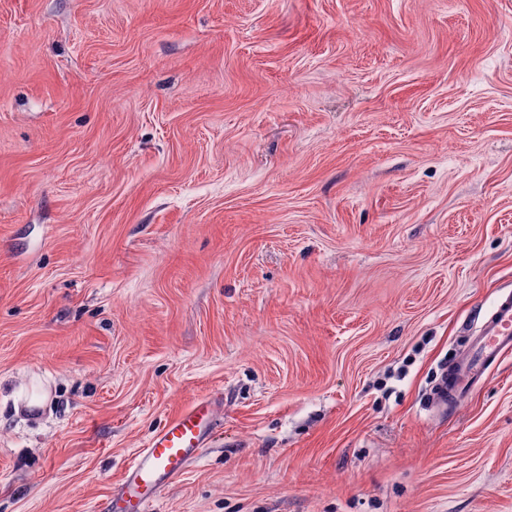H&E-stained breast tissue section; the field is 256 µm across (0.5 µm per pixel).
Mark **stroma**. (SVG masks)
I'll return each mask as SVG.
<instances>
[{"label": "stroma", "mask_w": 512, "mask_h": 512, "mask_svg": "<svg viewBox=\"0 0 512 512\" xmlns=\"http://www.w3.org/2000/svg\"><path fill=\"white\" fill-rule=\"evenodd\" d=\"M509 291L512 0H0V512H512ZM512 351V297L498 300L485 318L470 349L448 363L440 387L441 398L452 400L474 386L505 353ZM213 427L207 401L196 400L175 414L98 502V512H148L150 503L199 454Z\"/></svg>", "instance_id": "1"}]
</instances>
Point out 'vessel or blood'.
Returning <instances> with one entry per match:
<instances>
[{"instance_id":"1","label":"vessel or blood","mask_w":512,"mask_h":512,"mask_svg":"<svg viewBox=\"0 0 512 512\" xmlns=\"http://www.w3.org/2000/svg\"><path fill=\"white\" fill-rule=\"evenodd\" d=\"M512 351V297L498 300L470 349L449 362L440 387L450 400L474 386L501 357ZM213 427L207 401L196 400L175 414L97 505V512H149L151 502L199 454Z\"/></svg>"}]
</instances>
